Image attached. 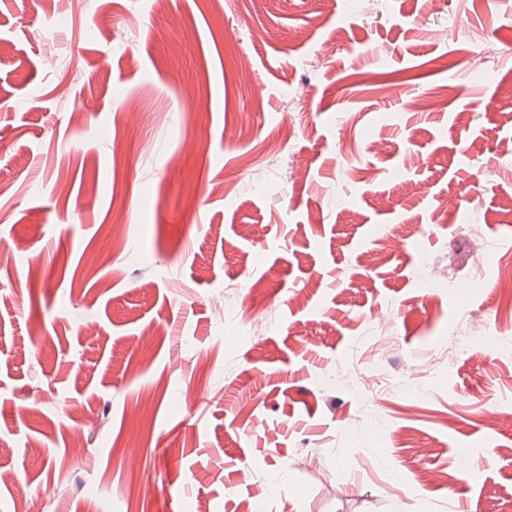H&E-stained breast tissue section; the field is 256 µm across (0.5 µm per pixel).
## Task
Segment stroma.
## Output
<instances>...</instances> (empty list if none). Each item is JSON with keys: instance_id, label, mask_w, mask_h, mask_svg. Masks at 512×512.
<instances>
[{"instance_id": "1", "label": "stroma", "mask_w": 512, "mask_h": 512, "mask_svg": "<svg viewBox=\"0 0 512 512\" xmlns=\"http://www.w3.org/2000/svg\"><path fill=\"white\" fill-rule=\"evenodd\" d=\"M345 2L0 0V512H512V0Z\"/></svg>"}]
</instances>
